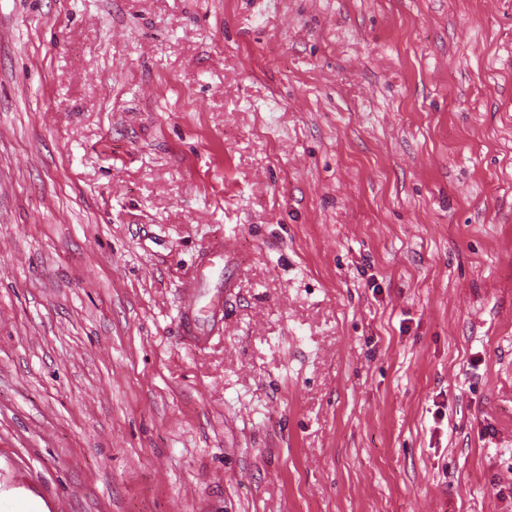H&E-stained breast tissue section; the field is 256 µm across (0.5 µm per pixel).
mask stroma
Returning a JSON list of instances; mask_svg holds the SVG:
<instances>
[{"instance_id": "35a3bbf8", "label": "stroma", "mask_w": 512, "mask_h": 512, "mask_svg": "<svg viewBox=\"0 0 512 512\" xmlns=\"http://www.w3.org/2000/svg\"><path fill=\"white\" fill-rule=\"evenodd\" d=\"M0 512H512V0H0Z\"/></svg>"}]
</instances>
